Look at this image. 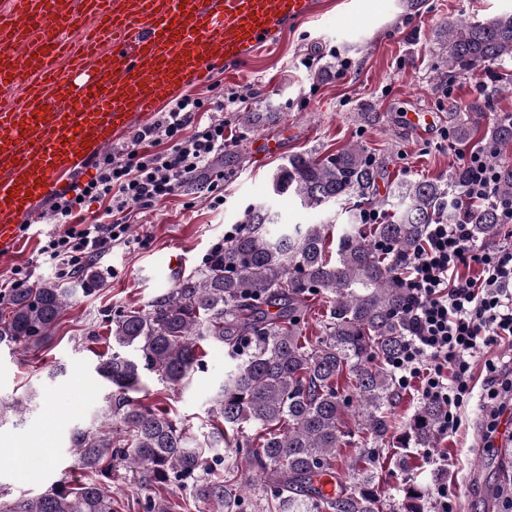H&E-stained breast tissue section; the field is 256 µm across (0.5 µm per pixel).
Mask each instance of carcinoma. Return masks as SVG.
Listing matches in <instances>:
<instances>
[{
    "label": "carcinoma",
    "instance_id": "cac0c4a2",
    "mask_svg": "<svg viewBox=\"0 0 512 512\" xmlns=\"http://www.w3.org/2000/svg\"><path fill=\"white\" fill-rule=\"evenodd\" d=\"M448 73L466 75L496 66L508 77L512 65V13L486 21L458 20L441 40ZM477 104L454 127L462 142L494 151L512 146V113L491 127ZM381 162L360 144L333 153L293 154L271 177L273 194H291L303 208L332 206L343 216L336 256L326 257L321 224H301L273 235L277 215L266 205L249 206L240 229L210 251L201 266L179 279L145 309H123L102 320L112 337L96 372L111 385L103 411L75 427L69 448L77 467L94 478L75 487L63 483L31 498L0 500V512H112L114 463H125L147 491V512H169L162 494L177 489L214 512H425L427 493L409 484L398 503L383 500L375 486L376 452L389 443L391 407L398 385L390 362L402 348L408 321L407 290L394 255L423 245L425 227L455 216L452 192L465 181L459 168L448 181H405L379 196ZM497 194L512 199V164L499 169ZM384 220L369 234L359 230L365 210ZM477 237L490 241L500 224L495 206L461 205ZM101 278L85 265L67 283L41 281L0 290V347L23 354L44 346L79 293L90 296ZM327 299L322 336H303L307 299ZM227 350L231 367L210 400L215 425L200 445L169 414L132 398L151 374L174 388L188 384L202 366L204 346ZM349 376V384L339 379ZM442 407L425 401L397 444L431 448L437 442ZM356 418L362 455L340 476L338 449ZM259 441L251 452L255 478L245 487L225 476L222 444L243 425ZM336 484L324 494L322 481Z\"/></svg>",
    "mask_w": 512,
    "mask_h": 512
}]
</instances>
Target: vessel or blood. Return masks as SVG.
Masks as SVG:
<instances>
[{
	"label": "vessel or blood",
	"instance_id": "vessel-or-blood-1",
	"mask_svg": "<svg viewBox=\"0 0 512 512\" xmlns=\"http://www.w3.org/2000/svg\"><path fill=\"white\" fill-rule=\"evenodd\" d=\"M316 0H6L0 7V255L134 123L215 64L243 66ZM82 49L70 55L67 32ZM69 58L59 69L61 58Z\"/></svg>",
	"mask_w": 512,
	"mask_h": 512
}]
</instances>
